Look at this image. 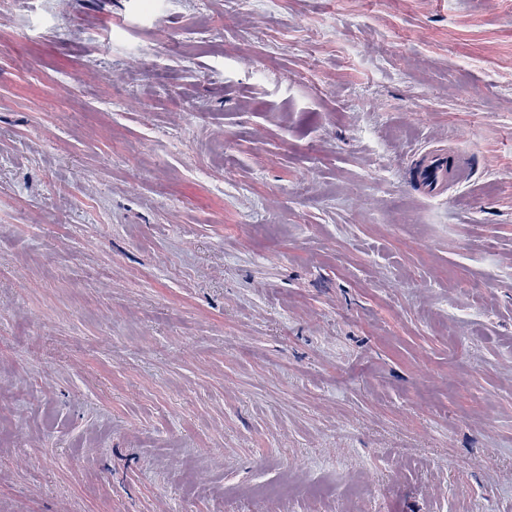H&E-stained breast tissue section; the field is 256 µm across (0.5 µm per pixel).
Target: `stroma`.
<instances>
[{
	"instance_id": "1",
	"label": "stroma",
	"mask_w": 512,
	"mask_h": 512,
	"mask_svg": "<svg viewBox=\"0 0 512 512\" xmlns=\"http://www.w3.org/2000/svg\"><path fill=\"white\" fill-rule=\"evenodd\" d=\"M0 512H512V0H0ZM410 177L428 197H441L448 191V182L463 185L468 171L462 161L444 149H426L411 160Z\"/></svg>"
}]
</instances>
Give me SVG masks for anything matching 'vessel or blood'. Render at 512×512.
<instances>
[{
  "label": "vessel or blood",
  "instance_id": "b4317fda",
  "mask_svg": "<svg viewBox=\"0 0 512 512\" xmlns=\"http://www.w3.org/2000/svg\"><path fill=\"white\" fill-rule=\"evenodd\" d=\"M410 177L423 194L440 197L447 193L449 183L459 185L468 180L462 161L444 149H427L411 161Z\"/></svg>",
  "mask_w": 512,
  "mask_h": 512
}]
</instances>
